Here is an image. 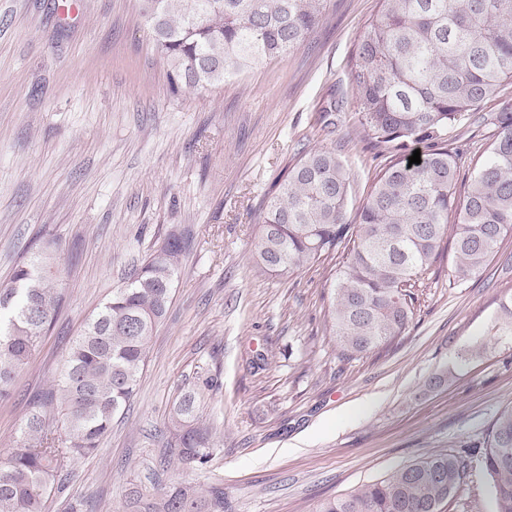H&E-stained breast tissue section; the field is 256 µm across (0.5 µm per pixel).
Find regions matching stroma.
<instances>
[{
  "label": "stroma",
  "mask_w": 512,
  "mask_h": 512,
  "mask_svg": "<svg viewBox=\"0 0 512 512\" xmlns=\"http://www.w3.org/2000/svg\"><path fill=\"white\" fill-rule=\"evenodd\" d=\"M379 0H329L303 47L197 95L173 91L136 0H0V285L51 245L63 306L0 402V460L33 399L60 378L71 341L173 230L188 247L131 405L99 450L63 472L43 512H134L157 485L224 489V512H313L412 460L482 446L512 403V236L487 269L456 280L440 260L388 354L344 361L327 328L338 261L257 271L260 216L302 150H336L353 208L389 160L361 124L356 44ZM512 105V82L450 126L467 182ZM333 109V124L321 114ZM447 375L446 383L431 380ZM217 440L203 468L172 453L182 393ZM478 459L444 512H494Z\"/></svg>",
  "instance_id": "1"
}]
</instances>
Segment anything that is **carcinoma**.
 Instances as JSON below:
<instances>
[{"label":"carcinoma","instance_id":"cac0c4a2","mask_svg":"<svg viewBox=\"0 0 512 512\" xmlns=\"http://www.w3.org/2000/svg\"><path fill=\"white\" fill-rule=\"evenodd\" d=\"M327 3L138 0V11L173 88L202 93L299 49L323 24ZM352 81L367 136L396 150L358 223L346 221V164L333 149L312 148L279 181L254 244L259 271L277 275L340 257L328 327L346 360L399 344L414 317V289L440 259L449 223L457 224L459 281L482 274L512 235V110L496 114L497 133L461 200L456 157L444 140L449 125L512 81V0H380L358 42ZM411 143L426 148L419 164H409ZM187 245L183 233H169L71 342L59 382L37 399L18 448L0 464V512H41L59 473L97 452L134 396ZM54 268L46 245L0 287L1 402L61 308ZM49 408L63 417V430L49 423ZM170 429L179 463L211 461L215 441L199 422L195 394L180 399ZM477 454L495 512H512V405L497 414ZM468 470L467 454L431 453L314 512H443ZM145 512H224V490L160 487Z\"/></svg>","mask_w":512,"mask_h":512}]
</instances>
